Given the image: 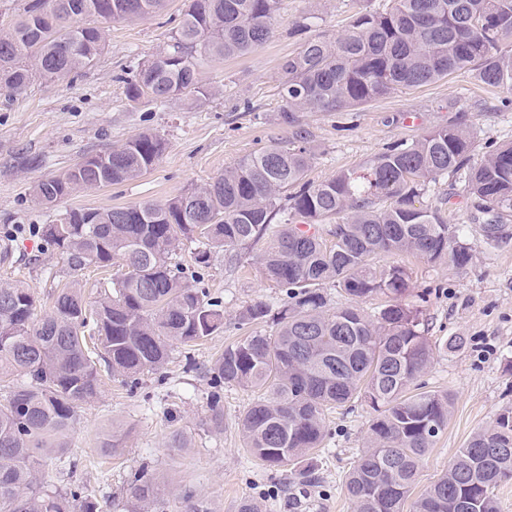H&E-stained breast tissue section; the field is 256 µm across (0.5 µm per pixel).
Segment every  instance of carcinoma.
Returning <instances> with one entry per match:
<instances>
[{
	"mask_svg": "<svg viewBox=\"0 0 512 512\" xmlns=\"http://www.w3.org/2000/svg\"><path fill=\"white\" fill-rule=\"evenodd\" d=\"M166 0H28L23 15L0 34V87L27 88L36 78L61 79L91 66L102 51L97 22L135 21ZM278 0H188L168 48L129 66L122 77L131 101L164 104L178 96H207L197 81L212 57L252 52L273 34ZM512 92V0H385L366 2L336 39L321 36L282 64L277 120L292 129L272 145L163 203L73 209L69 223L45 224L41 237L66 262L68 280L52 311L36 312L22 283L0 285V512H98L85 484L52 491L45 457L67 448L65 437L83 406L98 395L101 368L137 386L140 376L168 362L171 346L196 345L224 330V299L203 283L213 252L266 241L262 275L279 288L273 301L241 306L238 321L266 324L224 347L201 371L212 389V423L224 415V387L263 392L241 419L244 448L263 464L314 484V452L331 435L326 417L361 400L373 417L367 444L345 486L353 512H497L498 485L512 479V410L475 432L443 475L412 497L423 462L447 427L451 392L425 389L434 358L411 275L379 267L384 254L412 253L429 264L462 269L471 259L464 224L448 226L416 206L430 184L461 171L477 200L483 236L503 238L512 215V144L480 161L474 134L460 124L429 130L385 148L363 166L312 183L315 153L301 112H336L420 87L459 71ZM166 149L140 133L117 149L87 155L33 188L43 205L78 191L120 185L152 167ZM389 204L376 207L375 200ZM328 225L333 240L320 229ZM194 245L193 265L175 260ZM122 273L98 304L85 305L78 279L89 266ZM346 303L333 306L327 287ZM387 298L373 310L366 300ZM130 512H213L194 487L174 499L147 467L130 474ZM410 510H405V506Z\"/></svg>",
	"mask_w": 512,
	"mask_h": 512,
	"instance_id": "1",
	"label": "carcinoma"
}]
</instances>
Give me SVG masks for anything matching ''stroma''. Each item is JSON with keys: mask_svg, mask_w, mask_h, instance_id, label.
<instances>
[{"mask_svg": "<svg viewBox=\"0 0 512 512\" xmlns=\"http://www.w3.org/2000/svg\"><path fill=\"white\" fill-rule=\"evenodd\" d=\"M186 0H167L161 14L134 22L101 23L103 51L78 77L38 79L25 90L0 89V283L19 281L37 297L39 314L49 313L50 294L66 270L60 256L44 248L37 230L72 208L133 206L163 202L211 181L226 166L288 140L291 130L277 120L285 58L302 50L304 36L292 29L305 13H316L312 35L336 38L359 0H280L273 37L250 54L206 61L199 83L203 99L185 95L163 105L131 102L120 78L132 58L148 59L167 47ZM253 111H244V103ZM300 121L313 135L315 160L307 172L318 183L337 171L359 167L392 143L419 138L427 130L461 122L475 134V158L512 143V103L498 89L460 71L419 88L396 93L347 112H304ZM160 135L163 156L135 180L80 191L55 205H39L32 189L88 154L122 145L135 134ZM421 202L438 208L447 224L468 227L471 261L463 269L428 265L402 253L378 258V265L410 269L415 291H428L421 318L434 345L429 389L451 391L448 426L431 448L418 479L425 490L445 473L470 436L512 409V219L505 236L487 243L474 219L477 201L464 177L430 184ZM264 243L217 252L204 285L224 299V330L198 346L194 357L207 365L224 347L250 333L237 323L240 306L276 297L261 274ZM461 347L450 348L454 337ZM183 349L174 347L161 371L142 376L137 389L103 376L97 398L85 406L67 438L66 455L77 476L94 489L100 512H126L131 471L148 466L166 488L190 484L216 512H238L242 499L260 512H353L345 476L366 445L370 408L361 402L330 414L332 437L314 464L321 483L295 486L289 472L258 464L243 446L239 422L254 399L239 387L225 388L220 407L223 429L209 419L210 387L183 369ZM189 445L174 448V433Z\"/></svg>", "mask_w": 512, "mask_h": 512, "instance_id": "1", "label": "stroma"}]
</instances>
